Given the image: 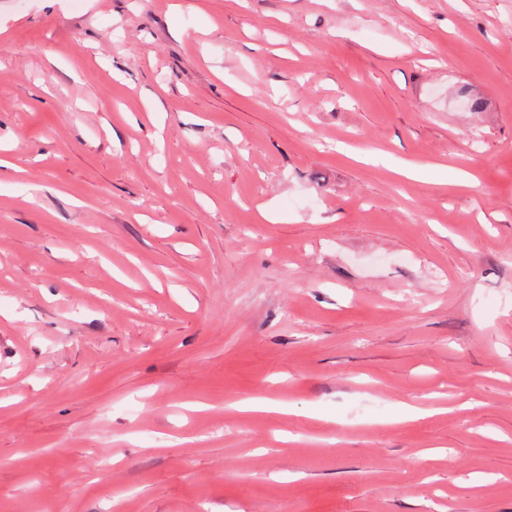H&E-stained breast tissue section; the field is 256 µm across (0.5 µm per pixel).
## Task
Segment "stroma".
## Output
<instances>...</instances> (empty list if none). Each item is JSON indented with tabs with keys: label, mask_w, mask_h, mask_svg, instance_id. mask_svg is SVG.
<instances>
[{
	"label": "stroma",
	"mask_w": 512,
	"mask_h": 512,
	"mask_svg": "<svg viewBox=\"0 0 512 512\" xmlns=\"http://www.w3.org/2000/svg\"><path fill=\"white\" fill-rule=\"evenodd\" d=\"M203 506L512 512V0H0V512Z\"/></svg>",
	"instance_id": "stroma-1"
}]
</instances>
